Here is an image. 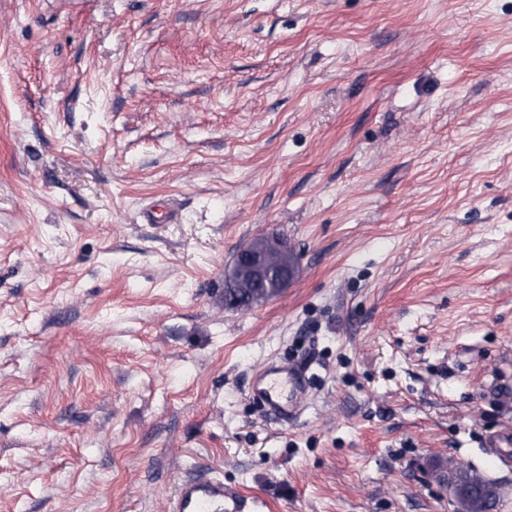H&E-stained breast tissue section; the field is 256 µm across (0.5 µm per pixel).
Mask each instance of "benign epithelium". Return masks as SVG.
I'll list each match as a JSON object with an SVG mask.
<instances>
[{
    "mask_svg": "<svg viewBox=\"0 0 512 512\" xmlns=\"http://www.w3.org/2000/svg\"><path fill=\"white\" fill-rule=\"evenodd\" d=\"M286 239L262 234L237 252L232 267L236 269L237 287L254 289L255 299L262 304L288 287L296 273V260L287 259Z\"/></svg>",
    "mask_w": 512,
    "mask_h": 512,
    "instance_id": "1",
    "label": "benign epithelium"
}]
</instances>
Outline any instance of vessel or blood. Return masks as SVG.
<instances>
[{"label": "vessel or blood", "mask_w": 512, "mask_h": 512, "mask_svg": "<svg viewBox=\"0 0 512 512\" xmlns=\"http://www.w3.org/2000/svg\"><path fill=\"white\" fill-rule=\"evenodd\" d=\"M306 372L271 363L259 370L251 394L279 419L296 417L306 397ZM266 502L225 485L223 478L180 479L166 504L167 512H264Z\"/></svg>", "instance_id": "vessel-or-blood-1"}]
</instances>
